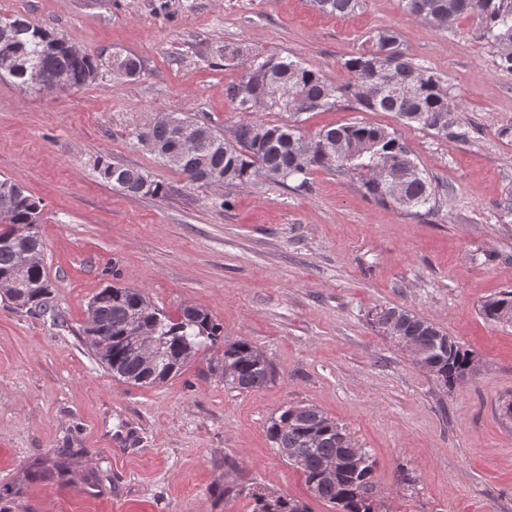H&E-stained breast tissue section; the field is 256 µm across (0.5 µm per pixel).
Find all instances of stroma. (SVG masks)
<instances>
[{"label":"stroma","instance_id":"1","mask_svg":"<svg viewBox=\"0 0 512 512\" xmlns=\"http://www.w3.org/2000/svg\"><path fill=\"white\" fill-rule=\"evenodd\" d=\"M92 54L140 58L139 78L55 92L0 80V177L42 204L38 231L67 327L0 306V512H251L244 490L316 500L267 434L284 405H312L374 460L382 512H512V325L480 304L512 289V72L470 33L409 17L403 0L349 16L313 0H0ZM382 28L452 87L460 141L353 101L303 115V133L364 121L401 134L439 188L432 215L372 200L349 177L311 168L297 190L190 184L138 144L157 113L224 130L243 64L224 44L291 55L338 86L343 63ZM174 186L163 198L103 183L97 157ZM117 283L172 316L190 306L272 363L256 391L225 386L204 349L156 386L112 376L79 332L91 298ZM400 307L477 357L446 387L372 328ZM414 477L400 489L401 471Z\"/></svg>","mask_w":512,"mask_h":512}]
</instances>
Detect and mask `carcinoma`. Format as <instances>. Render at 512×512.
Masks as SVG:
<instances>
[{
  "label": "carcinoma",
  "mask_w": 512,
  "mask_h": 512,
  "mask_svg": "<svg viewBox=\"0 0 512 512\" xmlns=\"http://www.w3.org/2000/svg\"><path fill=\"white\" fill-rule=\"evenodd\" d=\"M326 13L346 16L362 0H313ZM409 16L449 29L462 18H473V35L484 40L499 59V66L512 71V0H405ZM108 59L73 45L28 19L15 16L0 19V79L23 84L26 69L43 64L68 79L70 89L95 82ZM352 81L343 87L331 83L320 71L286 55L252 57L241 77L228 84L226 94L236 111L250 115L228 133L207 122L177 116L176 125L156 118L141 128L136 137L147 135L162 151L175 154L174 168L194 183L191 175L216 174L219 185L243 186L253 178L284 186L307 185V174L315 166L333 169L358 182L373 200L405 211L434 212L437 190L408 144L386 127L355 121L319 130L306 136L299 127L300 116L336 106L337 95H347L362 112H394L409 127L414 125L436 135L465 140L469 131H453L457 106L451 86L405 53L398 33L378 31L371 49L344 62ZM262 112L287 115L284 122L257 119ZM95 169L101 180L131 195L165 197L173 188L151 179L144 172L118 162L98 159ZM40 202L23 194L4 201L0 209V279L17 282L13 291L0 295L11 310L31 315L50 314L53 324L65 318L53 304L51 280L45 264L21 269L23 252L40 254L44 242L32 218L41 213ZM483 317L495 323H512V290L481 305ZM374 327L389 321L404 336H447L430 321L399 307L382 308L372 314ZM154 336L155 362L144 368L132 353L133 323ZM103 337L112 347V364L106 369L118 379L140 386L164 383L176 376L203 347L224 346L213 370L221 371L224 384L241 392L261 389L275 379L266 356L245 339L224 341L223 329L209 313L196 308L182 309L172 317L156 307L144 292L109 285L91 299L82 335ZM448 352L427 342L431 373L446 386L465 379L472 351L448 336ZM339 425L314 406H284L270 418L267 433L278 448H288L296 468L314 498L328 502L338 512H374L373 503L358 494L362 484L374 486V461L364 448L343 450ZM345 456L344 467L329 480L323 475L324 462ZM252 512H310L302 500L268 489H251Z\"/></svg>",
  "instance_id": "carcinoma-1"
}]
</instances>
